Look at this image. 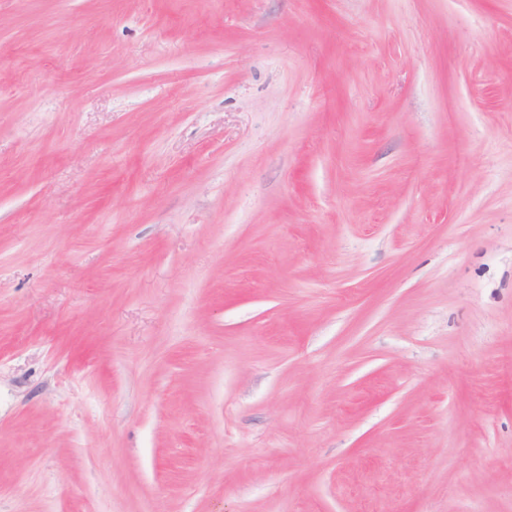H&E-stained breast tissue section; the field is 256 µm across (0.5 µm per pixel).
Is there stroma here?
<instances>
[{
  "instance_id": "35a3bbf8",
  "label": "stroma",
  "mask_w": 512,
  "mask_h": 512,
  "mask_svg": "<svg viewBox=\"0 0 512 512\" xmlns=\"http://www.w3.org/2000/svg\"><path fill=\"white\" fill-rule=\"evenodd\" d=\"M0 512H512V0H0Z\"/></svg>"
}]
</instances>
